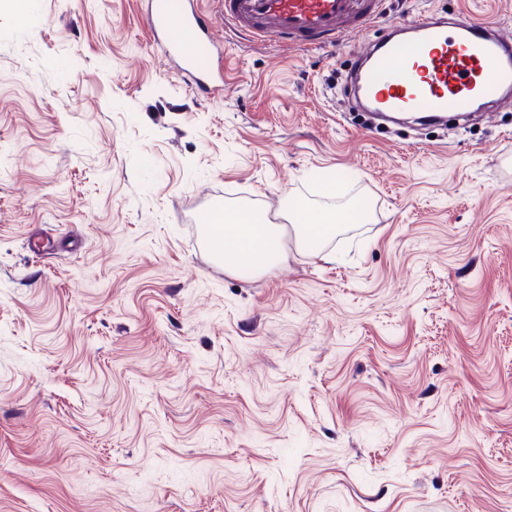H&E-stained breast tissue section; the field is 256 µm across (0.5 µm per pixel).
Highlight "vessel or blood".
<instances>
[{
    "mask_svg": "<svg viewBox=\"0 0 512 512\" xmlns=\"http://www.w3.org/2000/svg\"><path fill=\"white\" fill-rule=\"evenodd\" d=\"M230 29L256 41L299 46L336 43L379 14V0H217ZM148 24L180 72L201 90L224 89V52L202 0H149ZM348 86L357 106L387 119L420 114L467 121L488 116L489 101L512 90V37L468 8L395 22L368 41Z\"/></svg>",
    "mask_w": 512,
    "mask_h": 512,
    "instance_id": "obj_1",
    "label": "vessel or blood"
}]
</instances>
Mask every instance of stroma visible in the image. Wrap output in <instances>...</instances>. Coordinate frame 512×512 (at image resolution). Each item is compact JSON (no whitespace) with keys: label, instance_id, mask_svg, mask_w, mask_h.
<instances>
[{"label":"stroma","instance_id":"35a3bbf8","mask_svg":"<svg viewBox=\"0 0 512 512\" xmlns=\"http://www.w3.org/2000/svg\"><path fill=\"white\" fill-rule=\"evenodd\" d=\"M457 2L333 47L216 20L214 96L148 0H0V512H512V100L386 131L343 91ZM218 201L366 211L240 277L189 221Z\"/></svg>","mask_w":512,"mask_h":512}]
</instances>
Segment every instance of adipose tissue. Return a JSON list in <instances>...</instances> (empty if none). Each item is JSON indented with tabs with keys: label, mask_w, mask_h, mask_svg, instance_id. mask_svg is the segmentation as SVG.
Instances as JSON below:
<instances>
[{
	"label": "adipose tissue",
	"mask_w": 512,
	"mask_h": 512,
	"mask_svg": "<svg viewBox=\"0 0 512 512\" xmlns=\"http://www.w3.org/2000/svg\"><path fill=\"white\" fill-rule=\"evenodd\" d=\"M354 221V214L347 209L304 210L297 218L303 244L309 252L328 262L336 259L335 254L323 249L328 231ZM282 232V225L269 223L244 210L228 209L221 223L208 225L207 239L221 257L225 270L237 273L253 269L256 257L267 253L275 252L280 259H287L288 254L282 251L279 242Z\"/></svg>",
	"instance_id": "1"
}]
</instances>
